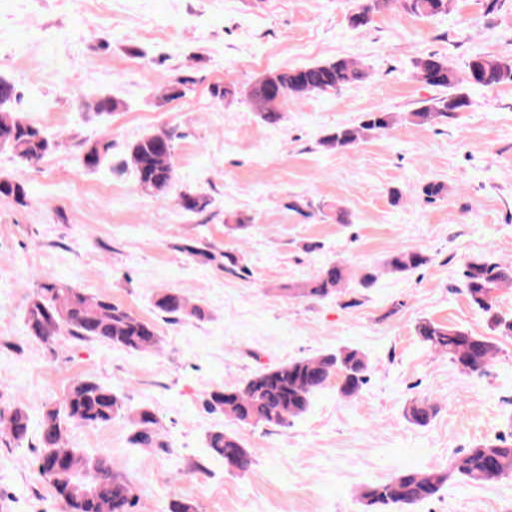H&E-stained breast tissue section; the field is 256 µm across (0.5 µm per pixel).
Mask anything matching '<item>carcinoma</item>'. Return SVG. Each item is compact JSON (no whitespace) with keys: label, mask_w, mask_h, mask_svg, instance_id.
Here are the masks:
<instances>
[{"label":"carcinoma","mask_w":512,"mask_h":512,"mask_svg":"<svg viewBox=\"0 0 512 512\" xmlns=\"http://www.w3.org/2000/svg\"><path fill=\"white\" fill-rule=\"evenodd\" d=\"M453 0H361L349 14L351 27L368 26L374 15L402 11L406 14L431 18L452 12ZM413 78L438 91L410 112L419 125L442 124L456 113L469 107L470 101L462 85L480 87L512 84V53L475 54L466 64L465 75L448 65V59L431 53L413 63ZM368 72L356 61L333 59L305 66L271 69L249 84L246 99L262 120L276 125L282 119L281 106L290 98L302 99L312 94L326 95L353 84L363 83ZM191 78L169 83L164 98L175 100L186 95ZM20 99L15 85L0 77V148H8L27 162L39 161L56 148L39 126L15 115L14 104ZM395 122L391 112L382 110L364 113L355 125H338L329 130L322 143L330 150H346L367 136L389 130ZM173 135L158 131L146 135L129 148V162L135 170L138 185L147 194L159 195L171 186L174 178ZM112 141L99 140L83 145L82 163L96 168L108 159ZM28 192L24 184L0 177V200L26 204ZM428 258L418 251L396 250L389 256L387 267L398 273L419 269ZM343 268L334 263L323 268L312 280L288 292L295 297L320 300L341 291ZM505 283H512V265L500 264L488 258H473L466 262L462 286L469 302L487 315L488 323L498 336L512 337V317L499 314L491 293ZM156 308L163 314L179 316L186 312L203 317L198 306L187 307L185 298L167 289L158 294ZM29 335L43 341L60 336L83 340H102L133 350H146L160 343L155 326L106 297H90L64 281L47 278L30 297L24 311ZM416 333L430 349L448 355L449 361L463 374L482 373L498 352L493 338L476 336L456 326L423 320ZM370 372L369 362L356 349L292 360L278 367L253 373L239 385L213 389L207 404L216 411L246 424L287 427L291 419L303 414L311 396L323 388L330 376L341 377L338 392L344 397L355 396ZM436 407L424 401L408 408L406 417L414 425H428ZM126 416L134 429L133 441L143 448H159L156 426L158 420L147 407L130 408L123 398L100 383L82 378L75 380L65 393L60 407L47 412L40 435L41 454L64 461L65 476L52 480L57 496L68 512H132L135 497L131 485L101 457H91L68 448L63 442L62 424L73 422L83 426H98L116 416ZM6 424L7 435L17 443L28 435L27 414L20 408L8 418L0 415V425ZM208 448L224 458V466L237 472L248 471L253 463L251 453L236 437L222 431L209 436ZM91 469L95 473L96 495L91 501L83 494L79 476ZM512 479V439L498 437L485 440L457 454L447 468L403 470L384 482L367 487L361 500L368 512H408L414 506L434 498L451 483L485 484Z\"/></svg>","instance_id":"carcinoma-1"}]
</instances>
